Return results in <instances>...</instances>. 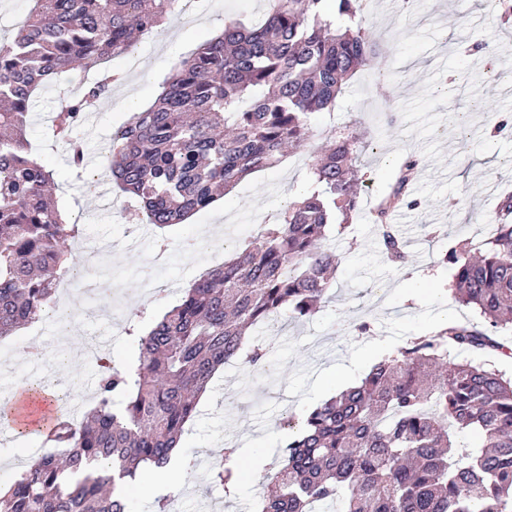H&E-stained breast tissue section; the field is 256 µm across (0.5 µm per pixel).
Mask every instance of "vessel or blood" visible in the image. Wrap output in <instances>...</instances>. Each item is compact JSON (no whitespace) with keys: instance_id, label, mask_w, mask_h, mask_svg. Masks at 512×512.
<instances>
[{"instance_id":"obj_1","label":"vessel or blood","mask_w":512,"mask_h":512,"mask_svg":"<svg viewBox=\"0 0 512 512\" xmlns=\"http://www.w3.org/2000/svg\"><path fill=\"white\" fill-rule=\"evenodd\" d=\"M12 389L11 396L0 401V427H22L37 436H48L56 419L53 398H32L24 385L18 382L13 383Z\"/></svg>"}]
</instances>
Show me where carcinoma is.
Returning <instances> with one entry per match:
<instances>
[{
  "instance_id": "obj_1",
  "label": "carcinoma",
  "mask_w": 512,
  "mask_h": 512,
  "mask_svg": "<svg viewBox=\"0 0 512 512\" xmlns=\"http://www.w3.org/2000/svg\"><path fill=\"white\" fill-rule=\"evenodd\" d=\"M9 41L0 40V337L37 321L74 268L65 244L80 228L48 201L51 171L28 154L33 96L45 80L79 64L99 70L132 52L137 37L174 16L180 0H33ZM269 0L264 22L238 21L202 42L163 81L157 103L112 133L108 171L139 203L136 219L163 229L208 207L218 192L302 147L314 114L335 106L344 82L375 54L363 0ZM114 74L63 98L54 137L73 166L85 160L79 129L110 92ZM317 157L320 189L289 204L273 224L236 242L224 266L184 289L179 304L139 337L137 364L99 375L85 420H62L61 448L0 491V512H128L124 483L170 462L196 397L242 350L250 329L281 312L310 316L332 288L336 254L328 230L350 223L360 182L352 155L364 141L330 135ZM418 161L372 212L381 251L408 262L407 242L389 223ZM458 299L489 326L454 324L385 356L361 382L302 415L288 457L253 512H512V377L451 352L508 348L489 328L512 330V195L498 205L493 236L449 247ZM482 439L464 450L455 433ZM236 449L224 448L213 480L230 492Z\"/></svg>"
}]
</instances>
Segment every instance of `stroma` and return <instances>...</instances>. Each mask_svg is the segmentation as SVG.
<instances>
[{
    "label": "stroma",
    "mask_w": 512,
    "mask_h": 512,
    "mask_svg": "<svg viewBox=\"0 0 512 512\" xmlns=\"http://www.w3.org/2000/svg\"><path fill=\"white\" fill-rule=\"evenodd\" d=\"M267 0H211L196 23L183 14L171 25L184 32L169 44L163 32L140 39L133 58L111 59L109 68L122 82L98 101L91 119L94 131L84 133L87 155L104 159L114 130L134 116L133 106L148 108L162 79L177 60L190 54L225 22L263 21ZM367 16L377 39L370 65L350 79L332 111L320 114L307 144L287 154L274 168L247 176L232 191L185 221L166 229L147 224L138 239L129 236L130 206L136 200L111 187V208L85 187L63 143L51 132L61 88H39L29 115L27 140L32 155L52 170L57 200L68 219L77 221L81 239L112 240V324L120 338L112 343L116 362L133 361L137 337L153 319L178 304L183 290L215 267L201 252L185 253L190 238L223 235L235 241L257 231L289 199L308 191L312 164L327 126H358L367 147L355 160L367 186L360 209L345 230H332L328 243L339 265L336 283L319 311L285 328L260 327L252 338L272 345L274 370L253 371L234 360L225 364L211 385V400L198 407L187 424L180 452L187 462L176 483L183 495L179 512H199L203 503L222 512H247L266 490L274 455L286 439L289 417L319 405L318 390L327 371L347 367L359 384L371 367L407 341L434 331L441 312L460 323L480 322L477 310L454 296L453 271L440 261L442 252L461 240L489 237L503 191H512V0H371ZM420 165L408 194V205L395 210L392 222L409 243L410 261L430 281L431 293L411 297L404 278L382 254L369 212L386 197L403 158ZM169 241V262L154 264L158 237ZM74 330L65 336L28 329L0 338V380H26V357L32 345L44 348L47 369L57 389L81 399L95 389L97 375L82 353L86 338L97 329L90 306L80 293ZM32 434L13 433L0 439V487L29 464L25 449L42 447ZM234 446L241 460H264L254 478L234 493L210 484L208 472L225 446Z\"/></svg>",
    "instance_id": "1"
}]
</instances>
